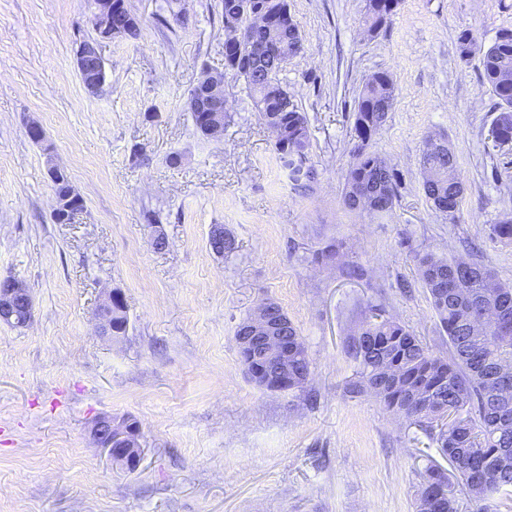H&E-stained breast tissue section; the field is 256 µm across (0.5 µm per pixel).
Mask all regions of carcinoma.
I'll use <instances>...</instances> for the list:
<instances>
[{"instance_id":"cac0c4a2","label":"carcinoma","mask_w":512,"mask_h":512,"mask_svg":"<svg viewBox=\"0 0 512 512\" xmlns=\"http://www.w3.org/2000/svg\"><path fill=\"white\" fill-rule=\"evenodd\" d=\"M367 0L364 24L370 33L387 23V2ZM224 31L241 29L259 45L265 33L254 27L248 9L240 0H223ZM267 4L276 15L277 37L288 43L293 54L303 49L298 25L288 0H254ZM459 57L465 61L480 55L483 84L497 98L498 110L512 109V31L505 29L490 46L483 48L474 35L463 31L457 37ZM282 68L271 58L254 54L239 65L233 77L241 79L262 120L282 130L275 142L277 159L287 169L294 188L305 191L314 179L309 156L310 130L307 116L282 85ZM395 87L384 72L369 78L359 90L354 109L353 163L347 171L342 196L351 210L383 214L398 202L400 174L388 160L370 150L372 137L387 122ZM422 189L430 207L451 218L460 211L463 184L457 174V158L445 141H426L420 157ZM419 278L426 288L436 317L448 336L451 357L437 354L405 325L380 308L351 333L345 342L348 356L357 364V380L350 392L372 394L393 415L427 425L437 450L451 462L466 486L481 487L474 501L478 512H488L484 501L512 487V467L497 468V461L512 457V396L500 400L490 392L500 386L494 367L512 366V335L505 338L491 330L475 333L467 309L474 314L494 312L512 323V285L499 281L481 262L469 263L459 272L457 262L431 253L414 256ZM128 318L125 306L112 309V333L123 336ZM288 344L295 347L288 365V383L276 391L294 392L306 387L310 361L305 343L293 323H288ZM389 367L399 372V381L385 379ZM431 390L437 397L436 412L421 413L411 405V392ZM415 512H462L448 475L429 466L421 475L415 496Z\"/></svg>"}]
</instances>
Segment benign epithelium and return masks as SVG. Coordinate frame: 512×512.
<instances>
[{
    "instance_id": "7a95c632",
    "label": "benign epithelium",
    "mask_w": 512,
    "mask_h": 512,
    "mask_svg": "<svg viewBox=\"0 0 512 512\" xmlns=\"http://www.w3.org/2000/svg\"><path fill=\"white\" fill-rule=\"evenodd\" d=\"M113 0H93L91 22L97 38L80 42L75 52L78 73L85 76L84 87L97 92L105 81L102 43L115 36H127L131 29L132 14L112 7ZM253 51V42L241 34L227 47L233 63L247 60ZM196 90L191 108L208 113L205 132L209 137L224 134V75H203L195 83ZM118 293L109 292L99 303L96 318L100 333L109 339L112 335V303ZM34 311V301L27 283L13 276L0 278V322L14 327L27 326ZM238 348L250 351L252 357L265 363L275 374L288 373V344L282 336L276 305L266 300L260 303L247 324V335L237 337ZM90 434L102 448L109 461L127 470L138 468L143 459V448L138 428L128 426L127 417L104 414L95 419Z\"/></svg>"
}]
</instances>
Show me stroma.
I'll return each mask as SVG.
<instances>
[{
	"label": "stroma",
	"instance_id": "obj_1",
	"mask_svg": "<svg viewBox=\"0 0 512 512\" xmlns=\"http://www.w3.org/2000/svg\"><path fill=\"white\" fill-rule=\"evenodd\" d=\"M220 3L127 0L141 33L104 44L91 93L74 49L96 36L92 0H0V277L23 279L34 300L28 327L0 323V512H414L425 467L451 468L420 427L348 392L344 341L380 305L447 353L415 253L479 261L512 283V243L490 231L512 213V142L488 143L496 99L457 52L462 31L487 46L512 29V0H401L375 37L366 0H288L306 44L281 74L309 121L303 193L243 81L226 76L222 137L200 134L185 108L203 73L225 70ZM379 71L395 100L372 146L401 185L393 211L373 215L346 208L342 188L354 100ZM31 121L46 145L27 137ZM432 136L457 156L453 219L422 190ZM53 163L84 200L70 224L52 219ZM216 224L234 252L210 250ZM334 242L362 279L313 263ZM109 290L129 321L117 341L94 316ZM265 299L304 340V390L260 389L240 363L236 327ZM105 413L139 421L138 469L93 442Z\"/></svg>",
	"mask_w": 512,
	"mask_h": 512
}]
</instances>
